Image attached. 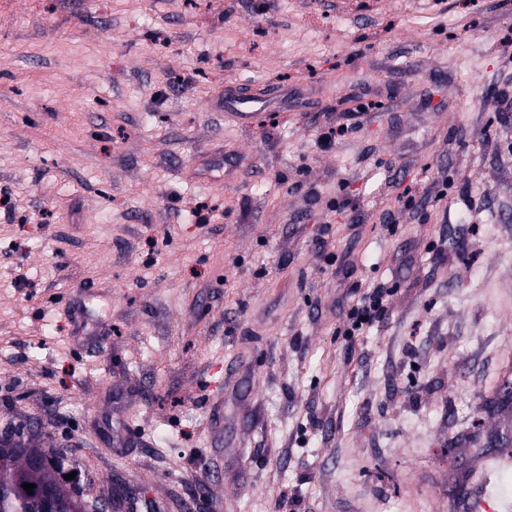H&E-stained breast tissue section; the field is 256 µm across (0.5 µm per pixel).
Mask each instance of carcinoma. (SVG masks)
Here are the masks:
<instances>
[{"label": "carcinoma", "mask_w": 512, "mask_h": 512, "mask_svg": "<svg viewBox=\"0 0 512 512\" xmlns=\"http://www.w3.org/2000/svg\"><path fill=\"white\" fill-rule=\"evenodd\" d=\"M29 428L21 424L0 437V512H46V498L52 496V512H87L88 506L112 507V499L90 498L84 489L93 485L64 478L66 470L78 465L75 450L63 446L46 453L27 438ZM35 485L33 491L23 484Z\"/></svg>", "instance_id": "carcinoma-1"}]
</instances>
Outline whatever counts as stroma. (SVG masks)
<instances>
[{
    "label": "stroma",
    "mask_w": 512,
    "mask_h": 512,
    "mask_svg": "<svg viewBox=\"0 0 512 512\" xmlns=\"http://www.w3.org/2000/svg\"><path fill=\"white\" fill-rule=\"evenodd\" d=\"M294 1L0 0V434L156 512H469L512 430V0ZM272 80L252 130L208 108ZM236 163L224 155L218 154L210 158H202L197 163L198 177L202 180H210L215 173L224 175L225 182H231ZM370 290L363 293L361 301L348 310L346 317L350 327L346 335L355 336L356 332L381 321L385 316L393 289L381 287Z\"/></svg>",
    "instance_id": "obj_1"
}]
</instances>
